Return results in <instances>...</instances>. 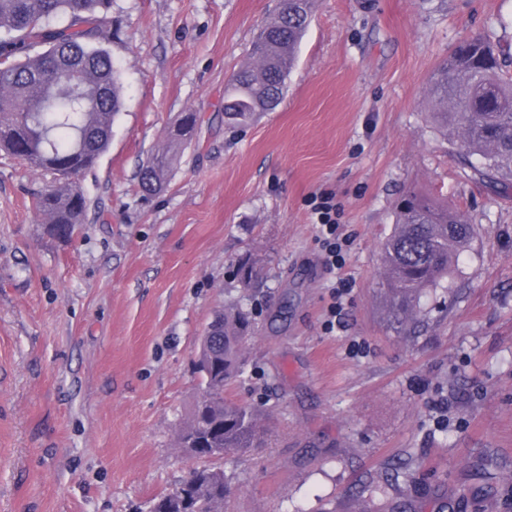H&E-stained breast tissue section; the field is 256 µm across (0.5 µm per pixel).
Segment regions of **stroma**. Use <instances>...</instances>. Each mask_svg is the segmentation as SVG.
Segmentation results:
<instances>
[{
  "mask_svg": "<svg viewBox=\"0 0 512 512\" xmlns=\"http://www.w3.org/2000/svg\"><path fill=\"white\" fill-rule=\"evenodd\" d=\"M280 0H112L125 106L79 186L72 237L33 206L50 174L0 153V512H148L198 467L175 447L203 382L200 338L249 296L257 326L228 399L272 413L271 447L229 453L231 512H512V188L473 182L427 119L461 41L512 73V0H315L282 104L241 132L224 86ZM197 113L162 190L142 163ZM478 235L447 291L399 324L382 243L407 193ZM332 195L345 263L311 218ZM263 268L243 291L240 258ZM349 279L327 329L333 277Z\"/></svg>",
  "mask_w": 512,
  "mask_h": 512,
  "instance_id": "stroma-1",
  "label": "stroma"
}]
</instances>
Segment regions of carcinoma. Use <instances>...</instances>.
Returning <instances> with one entry per match:
<instances>
[{
    "mask_svg": "<svg viewBox=\"0 0 512 512\" xmlns=\"http://www.w3.org/2000/svg\"><path fill=\"white\" fill-rule=\"evenodd\" d=\"M311 0H285L254 44L256 65L235 73L224 87V124L246 128L284 98L295 49L310 18ZM112 38V0H0V150L53 176L34 197V208L57 236L83 223L88 202L76 179L106 151L112 122L123 106V86L103 42ZM434 128L457 147L459 162L481 184H512V76L500 53L474 38L458 45L433 72L427 90ZM466 104L471 111H455ZM199 117L181 118L166 150L139 170L142 190L164 183L171 161ZM478 159L474 164L472 159ZM474 225L433 199L412 194L398 211L382 248V288L389 307L405 320L420 314L423 291L442 288ZM241 287L252 288L260 270L238 264ZM215 338L204 352L210 379L189 419L176 432L186 455L215 459L221 449L245 452L270 438L266 408L224 398V387L244 365L255 323L235 303L210 323ZM228 476L220 468L192 471L189 480L154 499L150 512H224Z\"/></svg>",
    "mask_w": 512,
    "mask_h": 512,
    "instance_id": "carcinoma-1",
    "label": "carcinoma"
}]
</instances>
